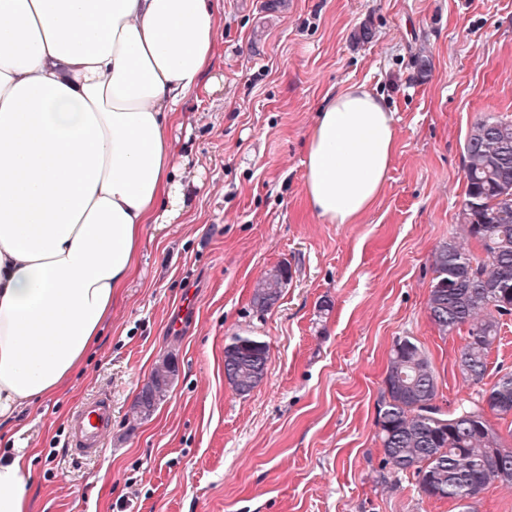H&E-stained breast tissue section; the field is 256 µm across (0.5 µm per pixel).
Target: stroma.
<instances>
[{
  "label": "stroma",
  "mask_w": 512,
  "mask_h": 512,
  "mask_svg": "<svg viewBox=\"0 0 512 512\" xmlns=\"http://www.w3.org/2000/svg\"><path fill=\"white\" fill-rule=\"evenodd\" d=\"M213 7L217 52L172 128L200 187L178 223L147 225L83 371L25 408L0 450H28L31 512H462L414 476L381 482L376 403L399 336L428 352L440 405L468 391L461 338L428 318L431 253L460 232L471 126L512 119V0ZM354 84L393 110L395 153L374 206L327 224L306 200V142L329 97ZM277 265L288 284L256 315L253 285ZM245 331L269 359L242 397L224 378V345ZM166 356L174 385L133 420ZM100 394L112 427L98 456L75 457L71 416Z\"/></svg>",
  "instance_id": "35a3bbf8"
}]
</instances>
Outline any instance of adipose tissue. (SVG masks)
Returning a JSON list of instances; mask_svg holds the SVG:
<instances>
[{"instance_id":"adipose-tissue-1","label":"adipose tissue","mask_w":512,"mask_h":512,"mask_svg":"<svg viewBox=\"0 0 512 512\" xmlns=\"http://www.w3.org/2000/svg\"><path fill=\"white\" fill-rule=\"evenodd\" d=\"M210 0H0V426L59 392L135 270L149 224L191 192L169 130L215 53ZM395 152L394 114L362 85L307 144L311 210L352 224ZM24 449L0 454V512H30Z\"/></svg>"}]
</instances>
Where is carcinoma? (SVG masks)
Here are the masks:
<instances>
[{"instance_id": "cac0c4a2", "label": "carcinoma", "mask_w": 512, "mask_h": 512, "mask_svg": "<svg viewBox=\"0 0 512 512\" xmlns=\"http://www.w3.org/2000/svg\"><path fill=\"white\" fill-rule=\"evenodd\" d=\"M465 191L460 223L470 240L464 248L450 240L431 255L433 273L428 318L440 335L461 336L458 369L477 392L445 410L437 401V371L411 336L393 341L377 401L376 428L388 468L381 476L411 474L419 491L432 499L463 503L495 484L512 485V441L502 438L488 418L512 416V371L488 388L481 384L499 338L501 320L512 314V120L486 116L467 135ZM288 267L268 270L254 287L252 306L270 310L288 282ZM269 345L251 332L236 333L224 345V377L240 396L264 379ZM176 379L172 359L164 358L141 389L132 414L148 418Z\"/></svg>"}]
</instances>
